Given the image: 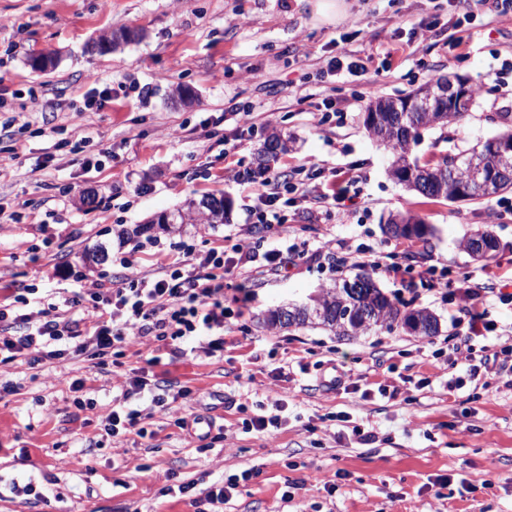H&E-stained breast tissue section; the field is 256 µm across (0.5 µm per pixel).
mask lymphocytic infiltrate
Returning a JSON list of instances; mask_svg holds the SVG:
<instances>
[{
    "label": "lymphocytic infiltrate",
    "mask_w": 512,
    "mask_h": 512,
    "mask_svg": "<svg viewBox=\"0 0 512 512\" xmlns=\"http://www.w3.org/2000/svg\"><path fill=\"white\" fill-rule=\"evenodd\" d=\"M261 185L259 204L231 248H211L204 261L199 262L194 258L193 246L187 245L179 256L154 273L141 271L134 258L124 256L119 260L124 274L116 280L112 292L82 288L46 307L24 298L10 309L1 308L0 321L5 322L8 333L0 336V352H6L12 361L27 357L32 366L67 355L101 361L109 349L136 338L156 336L184 343L223 329L225 318L232 313L224 305V279L233 275L239 265L256 260L249 243L252 226L259 224L275 233L283 224L277 211L280 176L265 177ZM420 282L430 289L457 288L462 316L456 326L466 338L496 331V323L484 308L481 291L467 279L453 282L429 268L421 272ZM85 304L91 307V320L83 327L70 312ZM169 397L170 390L165 386L143 376L129 378L120 398L100 415V424L106 436L117 437L140 425L144 408L170 409ZM258 474V469L252 467L205 487L194 480L184 482L177 491L191 495L193 504L203 512H224L225 501L246 490Z\"/></svg>",
    "instance_id": "obj_1"
}]
</instances>
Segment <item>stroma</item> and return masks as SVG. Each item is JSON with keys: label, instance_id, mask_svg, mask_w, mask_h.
Instances as JSON below:
<instances>
[{"label": "stroma", "instance_id": "35a3bbf8", "mask_svg": "<svg viewBox=\"0 0 512 512\" xmlns=\"http://www.w3.org/2000/svg\"><path fill=\"white\" fill-rule=\"evenodd\" d=\"M317 0H0V97L16 122L0 131V304L27 286L42 303L60 289H111L130 253L152 273L183 245L205 256L236 236L258 203V181L244 178L273 132L295 143L274 170L291 173L313 161L326 171L311 192L331 193L359 177L356 204L317 212L289 208L284 235L306 243V258L278 270L247 264L252 300L224 329L178 348L147 338L112 350L108 373L80 358L0 365V478L33 479L46 496L31 505L0 498V512H196L190 497L168 486L208 485L244 468L260 475L224 512H512V373L496 365L471 369L437 356L456 343L455 298L422 288L429 266L486 287L512 281V215L490 219L497 197L479 203L430 201L395 181L391 159L369 136L364 117L381 98L407 95L446 76L479 86L465 119L423 130L419 158L475 143L512 113V87L500 76L512 62V0H344L345 12L317 13ZM474 13L455 46L445 25ZM438 20L436 34L409 43L413 23ZM120 30L131 41L112 52L92 42ZM344 44L365 66L362 76L325 74ZM52 54L45 71L29 61ZM194 93L181 102L178 88ZM251 112L255 126L238 148L225 149L231 108ZM185 127L182 137L173 129ZM208 194L232 209L221 224H183L173 233L136 234L137 225ZM412 213L435 234L428 242L394 239L381 226ZM487 228L504 249L489 261L460 246ZM129 230L130 240L119 231ZM365 243L415 257L413 270L375 273L401 309H425L440 322L435 336L398 327L337 336L320 328L271 329L267 311L308 302L321 288L357 272L336 245ZM105 251L104 261L92 258ZM345 383L328 389L333 371ZM142 373L184 395L170 412L92 448L97 412L77 407L72 384L111 405L127 377ZM460 388L451 390L447 378ZM396 389L381 397L378 387ZM371 398H364V391ZM247 406L226 405V398ZM282 404V422L247 433L246 415ZM187 429H180L178 419ZM222 438L200 451L208 423ZM375 441L359 444L353 426ZM335 485L328 493L327 485ZM290 499H283V490Z\"/></svg>", "mask_w": 512, "mask_h": 512}]
</instances>
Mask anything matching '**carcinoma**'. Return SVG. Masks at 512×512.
<instances>
[{"label":"carcinoma","mask_w":512,"mask_h":512,"mask_svg":"<svg viewBox=\"0 0 512 512\" xmlns=\"http://www.w3.org/2000/svg\"><path fill=\"white\" fill-rule=\"evenodd\" d=\"M477 93L470 87L460 111L450 112L439 106L428 112L418 103L419 92L398 98L399 110L367 112L365 128L380 147L392 157L390 175L418 194L449 202L477 201L512 191V150L495 151L500 143L512 145V125L504 126L475 146L458 153H446L422 160L412 156V148L421 140V130L444 127L460 122L467 114ZM288 150L287 140L279 134L269 135L257 151L254 175H262L271 169L280 154ZM483 164L481 180L491 183V188L475 184L472 162ZM211 208L199 209L194 201L186 208L176 210V222L199 221L207 224L223 223L228 201L209 195ZM384 233L391 238L416 239L426 242L434 235V229L423 220L411 215H396L383 225ZM462 249L475 260L496 256L500 249L499 239L489 229L477 230L462 241ZM286 318L273 310L267 323L275 328L319 325L338 336H356L373 327L389 330L402 324L422 336H436L440 331L437 317L418 309L407 313L400 311L367 273L337 282L302 308H286Z\"/></svg>","instance_id":"carcinoma-1"}]
</instances>
